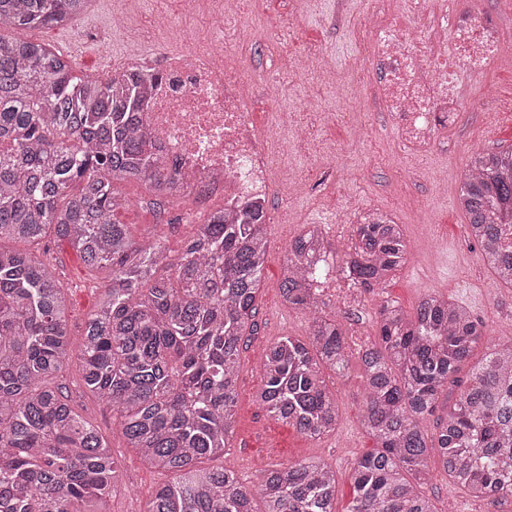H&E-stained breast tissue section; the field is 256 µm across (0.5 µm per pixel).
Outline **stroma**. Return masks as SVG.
Wrapping results in <instances>:
<instances>
[{
    "label": "stroma",
    "mask_w": 512,
    "mask_h": 512,
    "mask_svg": "<svg viewBox=\"0 0 512 512\" xmlns=\"http://www.w3.org/2000/svg\"><path fill=\"white\" fill-rule=\"evenodd\" d=\"M321 2L243 0L245 36L225 50L229 67L272 73L284 60L322 45L335 54L343 81L335 85L314 77L302 85L291 80L277 86L291 148L274 162L281 176L300 173L303 190L292 206L279 195L270 198L269 248L257 331L240 355L236 433L220 464L252 484L268 469L312 457L322 459L337 475L336 512H346L353 498L351 469L358 457L374 447L373 439L359 425L364 383L357 358H350L345 377L331 372L326 375L336 394L341 423L321 438L299 434L255 399L262 385L257 359L265 346L284 336L306 334L305 314L286 306L278 288L285 249L305 225L335 223L338 211L349 201H362L388 212L400 224L409 245L405 264L388 283L362 292L370 314H377L386 299L410 314L425 296L438 293L465 306L484 323L485 336L474 361L481 360L485 348L512 337V287L499 284L484 266L480 247L470 237L457 205L463 170L472 152L512 145V60L492 63L480 77L465 84L461 121L449 128L442 147L419 156L388 130L368 85L359 82L363 59L355 30L333 32L320 12ZM295 7L302 12V27L295 31L281 28V18ZM111 19L112 0H100L70 27L26 28L17 30L16 35L55 47L69 59L75 76L104 79L115 73L124 46L123 39L112 34ZM324 109L333 111V119L302 136L295 126L297 116ZM116 189L131 201L118 218L129 224L135 238L159 239L172 253H179L193 230L182 217L198 208V200L191 196L177 200L167 221L161 223L139 203L148 193L144 183H120ZM49 246L69 289L72 342L77 345L100 291L87 280L79 256L65 243L53 240ZM58 382L76 412L95 425L112 448L122 488L109 500L111 512H145L156 486L171 481V474L150 469L140 461L123 437L111 407L82 388L77 359L65 365ZM422 493L432 500L437 512H446L451 505L456 512H512L510 502L471 499L437 464Z\"/></svg>",
    "instance_id": "1"
}]
</instances>
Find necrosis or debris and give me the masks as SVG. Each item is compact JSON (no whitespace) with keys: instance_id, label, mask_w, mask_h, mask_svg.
<instances>
[{"instance_id":"necrosis-or-debris-1","label":"necrosis or debris","mask_w":512,"mask_h":512,"mask_svg":"<svg viewBox=\"0 0 512 512\" xmlns=\"http://www.w3.org/2000/svg\"><path fill=\"white\" fill-rule=\"evenodd\" d=\"M357 25L370 87L387 117L388 127L415 153L434 150L448 126L461 115V87L487 66L512 57V39L504 37L492 17L459 0H400L388 15L387 0H365ZM184 17L205 15L204 30L190 29L182 48L155 59L144 41L134 42L119 71L131 80H149L152 95L139 118L154 157L177 162L179 179L199 198H224L226 210L244 203L267 206L272 193L288 201L301 195L302 184L276 181L270 162L271 133L257 130L248 112L260 75L230 69L218 42H237L241 16L237 0H181ZM423 34H415L417 22ZM325 274L316 286L337 294L342 311L353 314L360 296L339 274L329 251L314 253Z\"/></svg>"}]
</instances>
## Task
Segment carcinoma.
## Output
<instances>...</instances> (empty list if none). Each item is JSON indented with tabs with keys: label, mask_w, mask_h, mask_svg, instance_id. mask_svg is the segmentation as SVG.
<instances>
[{
	"label": "carcinoma",
	"mask_w": 512,
	"mask_h": 512,
	"mask_svg": "<svg viewBox=\"0 0 512 512\" xmlns=\"http://www.w3.org/2000/svg\"><path fill=\"white\" fill-rule=\"evenodd\" d=\"M91 0H0V512H109L122 484L112 448L71 407L53 379L77 355L85 391L112 406L144 465L175 476L145 512H335L336 473L318 458L268 470L243 485L224 457L235 434L240 354L257 326L268 249L267 213L244 204L193 225L173 256L159 239H134L115 213L130 201L119 182H144L140 204L158 220L181 198L177 172L146 150L136 122L148 89L114 74L73 75L70 61L3 30L64 26ZM485 265L512 286V147L471 155L457 198ZM336 253L354 288L388 281L407 243L387 214L352 227ZM66 243L90 276L109 272L79 350L70 299L41 252ZM308 224L285 252L280 293L307 315L305 338L268 344L256 401L309 438L336 430L340 414L324 370L345 375L349 349L326 301L306 288V252L320 246ZM375 341L358 353L365 386L359 424L375 447L354 464L348 512H438L419 488L438 459L470 497L512 500V341L488 348L435 433L448 382L485 336L469 310L429 294L407 315L380 305Z\"/></svg>",
	"instance_id": "1"
}]
</instances>
